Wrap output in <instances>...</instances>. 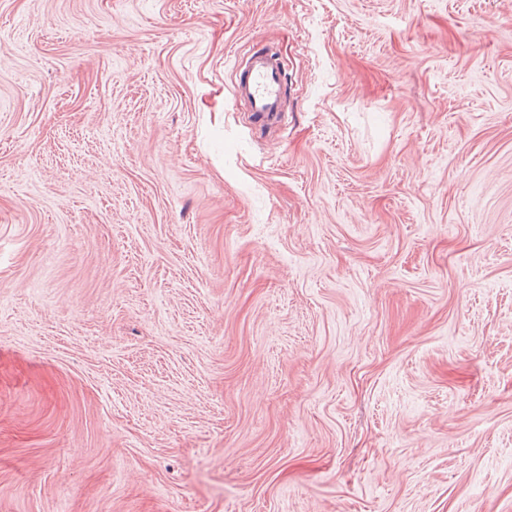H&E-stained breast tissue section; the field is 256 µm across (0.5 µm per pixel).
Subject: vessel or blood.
<instances>
[{
	"mask_svg": "<svg viewBox=\"0 0 512 512\" xmlns=\"http://www.w3.org/2000/svg\"><path fill=\"white\" fill-rule=\"evenodd\" d=\"M285 81L286 74L279 58L272 53L256 51L241 63L234 96L244 101L254 116L272 125L279 122L284 112Z\"/></svg>",
	"mask_w": 512,
	"mask_h": 512,
	"instance_id": "b4317fda",
	"label": "vessel or blood"
}]
</instances>
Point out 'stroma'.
<instances>
[{"label":"stroma","mask_w":512,"mask_h":512,"mask_svg":"<svg viewBox=\"0 0 512 512\" xmlns=\"http://www.w3.org/2000/svg\"><path fill=\"white\" fill-rule=\"evenodd\" d=\"M0 512H512V0H0ZM240 65L235 98L244 101L250 112L267 125L279 122L286 112L283 93L286 74L279 58L273 53L256 51Z\"/></svg>","instance_id":"obj_1"}]
</instances>
